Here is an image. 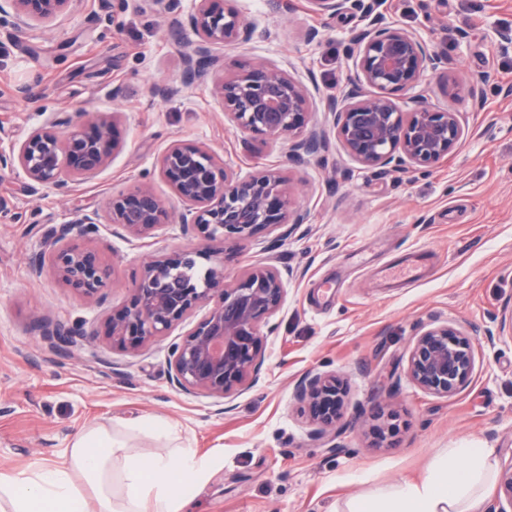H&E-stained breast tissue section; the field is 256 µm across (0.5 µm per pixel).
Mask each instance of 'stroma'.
<instances>
[{"instance_id":"35a3bbf8","label":"stroma","mask_w":512,"mask_h":512,"mask_svg":"<svg viewBox=\"0 0 512 512\" xmlns=\"http://www.w3.org/2000/svg\"><path fill=\"white\" fill-rule=\"evenodd\" d=\"M253 31L250 41L219 48L227 68L276 64L306 90V129L324 130L327 152L297 163L284 137L257 136L225 119L212 83L163 95L176 84L182 51L195 35L196 0L167 11L159 0H73L56 20L14 36L0 17V125L14 141L54 113L80 106L114 115L120 151L69 196L47 189L30 196L23 179L0 171V197L22 212L0 218V471L62 464L69 442L89 424L129 432L143 452L148 435L129 428L146 416L172 422L181 445L210 452L218 464L185 512H336L348 497L422 475L446 448L469 442L495 449L498 467L512 464V337L500 323L512 315V0H382L388 23L414 31L442 59L400 104H430L465 116L456 148L429 171L366 169L336 135L327 98L355 77L359 12L330 17L308 0H220ZM320 32L306 38L309 28ZM473 85L474 100L444 93L440 76ZM202 145L228 171L246 176L281 169L295 201L310 214L288 237L259 229L224 245V271L234 280L276 258L292 270L279 309L262 328L258 382L212 399L172 388L168 341L132 355L113 348L104 321L129 300L144 255L202 245L184 234L183 205L157 168L172 141ZM148 185L168 201L172 221L139 240L105 216L109 200ZM101 213L91 242L117 283L105 302L58 280L51 266L29 274L41 230ZM415 254L423 271L402 284L392 277ZM39 314L83 321L98 332L62 357L41 344ZM446 324L476 341L469 382L441 397L408 375L418 336ZM309 373H333L346 385L335 438L319 435L293 397ZM395 429L379 438L378 415Z\"/></svg>"}]
</instances>
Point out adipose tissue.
I'll use <instances>...</instances> for the list:
<instances>
[{
	"mask_svg": "<svg viewBox=\"0 0 512 512\" xmlns=\"http://www.w3.org/2000/svg\"><path fill=\"white\" fill-rule=\"evenodd\" d=\"M138 432L161 440L145 454L103 426H86L62 465L0 472V512H182L214 469L212 457L174 445V425L142 418ZM493 451L462 445L439 452L426 474L347 499L342 512H487Z\"/></svg>",
	"mask_w": 512,
	"mask_h": 512,
	"instance_id": "adipose-tissue-1",
	"label": "adipose tissue"
}]
</instances>
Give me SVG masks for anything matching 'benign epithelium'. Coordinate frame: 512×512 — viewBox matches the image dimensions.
<instances>
[{"label":"benign epithelium","instance_id":"1","mask_svg":"<svg viewBox=\"0 0 512 512\" xmlns=\"http://www.w3.org/2000/svg\"><path fill=\"white\" fill-rule=\"evenodd\" d=\"M12 10L18 33L45 24L66 11L73 0H5ZM321 15L336 16L352 8L371 18L353 35L356 78L351 88L327 99L326 112L350 157L364 168L416 169L432 167L454 150L463 134L465 117L456 110L421 105L405 110L388 96L394 90L412 89L425 67L437 69L438 54L414 32L383 22L375 10L380 0H309ZM196 40L184 46L180 84L167 89L179 93L213 78L224 68L212 53L250 39L252 32L239 15L199 0L189 19ZM377 90L361 94L362 87ZM215 92L225 115L235 125L260 136L293 137L303 127L309 102L304 89L276 65L243 66L215 82ZM78 120L57 118L32 129L20 142L0 126V170L23 176L31 195L44 188L61 194L73 190L112 159L119 145L113 138V120L103 112L81 109ZM66 126L60 135L54 128ZM327 137L316 129L292 141L290 156L296 162L326 152ZM162 176L184 204L179 216L183 229L198 232L213 244L208 251L177 248L164 256H151L131 298L108 323L107 339L129 353H138L171 335L196 309L205 314L169 346L167 363L171 384L186 393L214 399L250 387L262 366L261 328L280 308L285 282L270 258L244 270L233 282L224 275V241L250 240L260 228L304 224L307 212L292 207L286 180L278 168H265L246 177L232 176L205 147L171 142L159 160ZM111 223L131 238H141L166 222V203L150 189L139 187L109 202ZM99 231V214L82 213L64 224H53L43 234V247L29 263L36 277L49 261L57 278L78 294L101 301L112 288L109 266L95 248L87 245ZM208 261L201 267L199 260ZM36 328L45 346L63 354L80 337H90L84 324L42 316ZM475 342L447 325L425 330L408 359L409 376L425 392L447 397L470 379ZM342 384L334 376L309 374L297 382L294 399L308 406L318 432L336 438ZM512 510V464L498 479L497 501L491 512Z\"/></svg>","mask_w":512,"mask_h":512}]
</instances>
